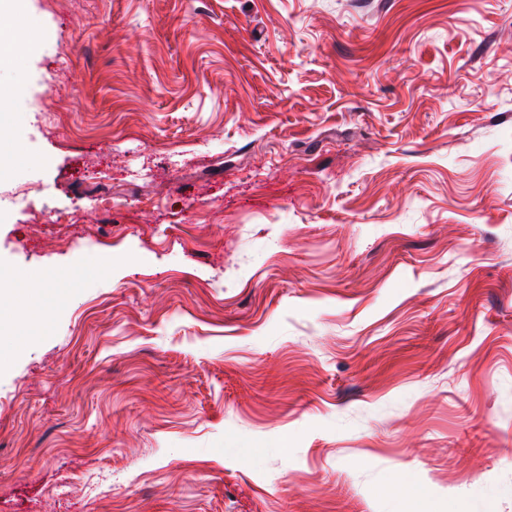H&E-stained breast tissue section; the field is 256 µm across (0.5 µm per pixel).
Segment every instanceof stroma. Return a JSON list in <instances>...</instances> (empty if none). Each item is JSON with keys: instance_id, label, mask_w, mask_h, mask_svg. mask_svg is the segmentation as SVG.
Listing matches in <instances>:
<instances>
[{"instance_id": "1", "label": "stroma", "mask_w": 512, "mask_h": 512, "mask_svg": "<svg viewBox=\"0 0 512 512\" xmlns=\"http://www.w3.org/2000/svg\"><path fill=\"white\" fill-rule=\"evenodd\" d=\"M1 24L0 512H512V0ZM32 41L31 36L20 30L2 31L0 35L1 59L5 55H17L29 48Z\"/></svg>"}]
</instances>
